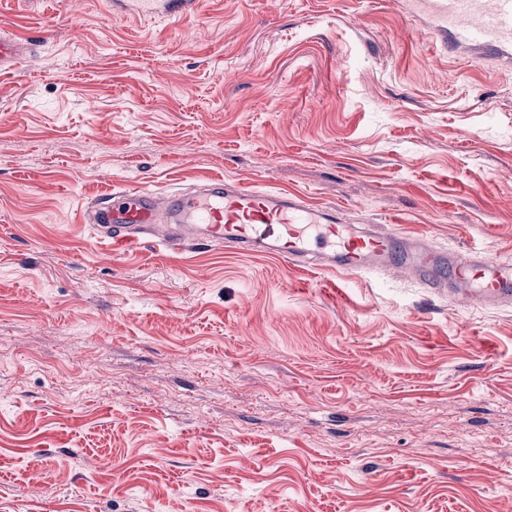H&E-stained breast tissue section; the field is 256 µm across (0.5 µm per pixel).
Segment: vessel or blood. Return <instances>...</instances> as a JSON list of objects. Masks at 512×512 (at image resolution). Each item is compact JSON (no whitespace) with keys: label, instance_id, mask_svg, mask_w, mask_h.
Wrapping results in <instances>:
<instances>
[{"label":"vessel or blood","instance_id":"1","mask_svg":"<svg viewBox=\"0 0 512 512\" xmlns=\"http://www.w3.org/2000/svg\"><path fill=\"white\" fill-rule=\"evenodd\" d=\"M114 2L133 17L173 22L204 5V0ZM407 6L409 13H422L427 30L448 49L490 55L512 49V0H408ZM30 53L29 41L1 35L0 71L13 70ZM86 213L94 236L118 245L152 235L175 252L218 243L231 252L269 254L303 271L320 267L359 275L399 268L451 298L512 306L511 257L477 249L440 251L387 224H344L334 209L311 206L295 194L219 178L193 192L113 189L91 202Z\"/></svg>","mask_w":512,"mask_h":512}]
</instances>
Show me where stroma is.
I'll use <instances>...</instances> for the list:
<instances>
[{
    "mask_svg": "<svg viewBox=\"0 0 512 512\" xmlns=\"http://www.w3.org/2000/svg\"><path fill=\"white\" fill-rule=\"evenodd\" d=\"M0 512H512V308L407 273L122 250L214 177L512 256V59L402 0H0ZM112 7L121 6L124 12L135 18L162 16L169 21L180 22L190 13H196L204 5L203 0H114ZM31 53V43L28 40L17 39L13 36H0V71H10L19 66Z\"/></svg>",
    "mask_w": 512,
    "mask_h": 512,
    "instance_id": "35a3bbf8",
    "label": "stroma"
}]
</instances>
